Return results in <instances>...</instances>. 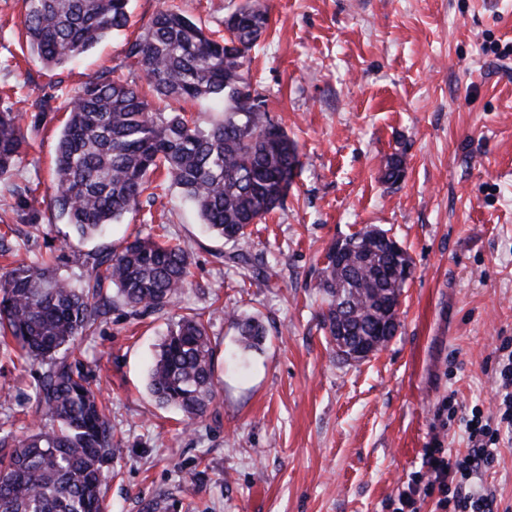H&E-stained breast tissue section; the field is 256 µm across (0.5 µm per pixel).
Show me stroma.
Returning a JSON list of instances; mask_svg holds the SVG:
<instances>
[{
  "mask_svg": "<svg viewBox=\"0 0 512 512\" xmlns=\"http://www.w3.org/2000/svg\"><path fill=\"white\" fill-rule=\"evenodd\" d=\"M162 2L130 0L129 28L47 68L18 39L22 0H0V109L28 103L31 142L0 178V246L54 258L72 278L96 250L162 230L193 250V285L170 307L135 320L114 305L72 354L124 448L103 488L109 510L161 497L170 512H393L434 441L465 452L437 409L452 395L492 411L494 348L512 336V0H174L210 30L245 3L269 18L250 82L302 165L283 207L250 226L245 266L175 189L92 240L48 206L61 93L105 70L145 86L124 45ZM395 153L405 177L393 186L382 170ZM370 225L407 250L413 273L387 347L345 363L322 328L318 273L331 242ZM186 312L211 317L219 382L190 425L147 391L157 346ZM231 312L263 323L259 348L243 351ZM37 378L0 357L9 430L33 425ZM481 483L512 507V440Z\"/></svg>",
  "mask_w": 512,
  "mask_h": 512,
  "instance_id": "obj_1",
  "label": "stroma"
}]
</instances>
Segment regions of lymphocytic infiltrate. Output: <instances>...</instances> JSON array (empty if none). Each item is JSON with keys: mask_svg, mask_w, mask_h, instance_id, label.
Segmentation results:
<instances>
[{"mask_svg": "<svg viewBox=\"0 0 512 512\" xmlns=\"http://www.w3.org/2000/svg\"><path fill=\"white\" fill-rule=\"evenodd\" d=\"M493 373L497 415L478 409L462 415L455 399L443 401L439 411L463 426L466 451L453 454L441 442H434L425 451L421 470L399 491L396 512H420L429 498L434 500L436 512H495V494L474 493L470 484L496 461L502 432L512 433V338H503L497 347Z\"/></svg>", "mask_w": 512, "mask_h": 512, "instance_id": "lymphocytic-infiltrate-1", "label": "lymphocytic infiltrate"}]
</instances>
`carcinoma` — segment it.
Listing matches in <instances>:
<instances>
[{
  "label": "carcinoma",
  "mask_w": 512,
  "mask_h": 512,
  "mask_svg": "<svg viewBox=\"0 0 512 512\" xmlns=\"http://www.w3.org/2000/svg\"><path fill=\"white\" fill-rule=\"evenodd\" d=\"M129 0H24L21 36L45 67L82 55L130 23ZM268 24L245 5L214 36L174 6L160 8L146 31L125 44L128 66L155 95L224 102V118L208 129L186 113L159 112L139 90L102 72L65 100L67 120L54 158L49 206L81 239L100 235L142 199L176 188L215 236L235 245L283 205L301 167L297 145L262 109L249 80V53ZM22 113L0 110V177L30 146ZM402 160L387 162L385 181L403 180ZM192 251L163 235L136 237L89 256L80 279L54 264L17 262L0 270V354L44 367L35 388L39 421L0 437V512H106L105 464L122 455L87 373L59 355L94 335L119 301L141 318L164 309L191 285ZM412 259L365 228L327 249L318 288L327 297L323 329L345 361H361L390 342ZM242 345L259 346L263 324L230 314ZM209 322L180 317L158 345L147 389L161 407L187 422L214 404Z\"/></svg>",
  "instance_id": "carcinoma-1"
}]
</instances>
